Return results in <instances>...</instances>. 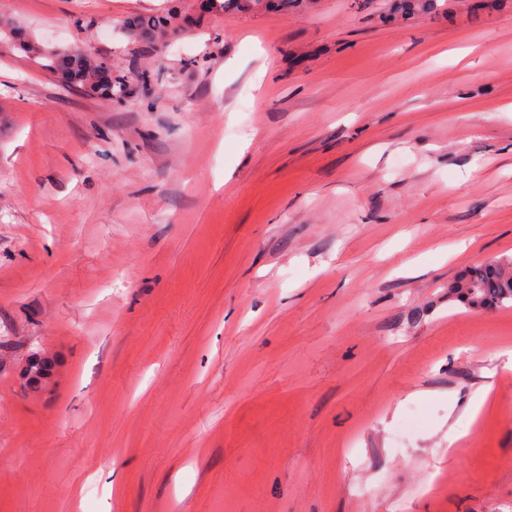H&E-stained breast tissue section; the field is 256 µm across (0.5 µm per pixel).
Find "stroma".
Wrapping results in <instances>:
<instances>
[{"label": "stroma", "mask_w": 512, "mask_h": 512, "mask_svg": "<svg viewBox=\"0 0 512 512\" xmlns=\"http://www.w3.org/2000/svg\"><path fill=\"white\" fill-rule=\"evenodd\" d=\"M392 4L0 0L124 83L0 39V512H512V0ZM258 0H205L204 9L208 12L247 13ZM177 14H134L123 21L124 33L134 39L153 41L164 34H172L178 28ZM5 38L16 39L20 41V44L23 46L22 49L27 53H32L37 55L38 58L44 60L42 64L47 70L52 72L59 73L60 61L67 60V67L69 71L76 76V79H63L67 83L78 85L84 88L87 91H90L94 94H102L105 97L110 99L120 97V94L123 92V83L121 81L117 82V85L113 86V84L106 87H98L94 82L93 71L94 69L102 64L108 65L112 68V63L110 61L104 59H95L87 55L83 54H63V53H52L42 51L40 53H34L30 49L27 48L23 39L21 38V34L15 33V35H8L6 32L2 31L0 33ZM113 87V89H112ZM448 295L469 308L475 298L482 309L512 305V260L494 259L470 267L448 285ZM53 369L54 361L41 354L33 355L29 359L25 370L28 374L27 387L34 392L40 391Z\"/></svg>", "instance_id": "35a3bbf8"}]
</instances>
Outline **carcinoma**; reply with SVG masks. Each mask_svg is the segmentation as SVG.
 Instances as JSON below:
<instances>
[{"label":"carcinoma","instance_id":"1","mask_svg":"<svg viewBox=\"0 0 512 512\" xmlns=\"http://www.w3.org/2000/svg\"><path fill=\"white\" fill-rule=\"evenodd\" d=\"M258 0H205L204 9L208 12H249ZM124 33L134 39L153 41L164 34H172L177 29V14H134L123 21ZM37 57L44 60L43 67L57 72L60 61H67L69 71L75 78L68 83L78 85L94 94H102L110 99L123 92V83L115 86L99 87L94 82L93 71L102 64L112 65L104 59H95L83 54H63L42 51ZM448 295L467 306L478 300L483 308L512 304V260L494 259L467 269L460 277L448 285ZM54 369V361L41 355H33L26 366L27 387L37 392Z\"/></svg>","mask_w":512,"mask_h":512}]
</instances>
